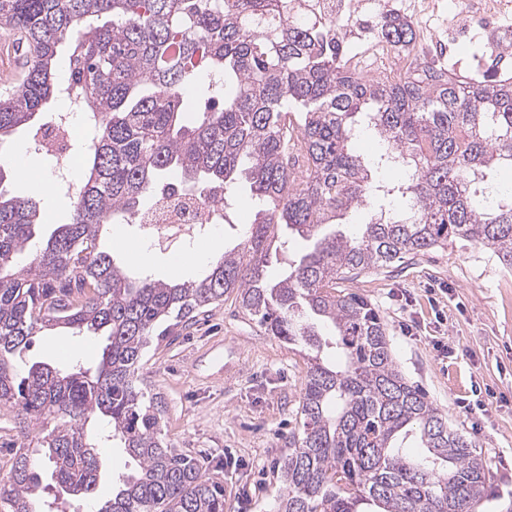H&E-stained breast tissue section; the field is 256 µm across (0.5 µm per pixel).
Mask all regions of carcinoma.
Here are the masks:
<instances>
[{
  "instance_id": "cac0c4a2",
  "label": "carcinoma",
  "mask_w": 512,
  "mask_h": 512,
  "mask_svg": "<svg viewBox=\"0 0 512 512\" xmlns=\"http://www.w3.org/2000/svg\"><path fill=\"white\" fill-rule=\"evenodd\" d=\"M373 28L405 58L398 72L367 75L339 29L296 0H0V33L34 58L0 95V144L56 93L62 43L100 117L70 221L26 269L17 259L40 212L4 189L0 164V412L14 411L19 441L0 512H39L37 451L63 493H94L97 445L115 439L134 467L98 512H224V484L165 441L163 400L138 369L154 332L230 298L307 358L278 512H477L485 460L398 370L378 311L336 284L456 239L512 270V185L481 186L512 168V81L488 76L500 64L489 57L479 80L428 64L399 13ZM188 93L204 104L189 108ZM365 129L381 142L369 162L353 149ZM380 167L399 177L377 179ZM174 177L200 197L222 191L224 207L245 178L254 218L202 277L132 281L101 228L118 213L137 220L142 198ZM358 209L368 219L344 231ZM280 227L311 246L272 277ZM55 328L106 336L98 366L37 361L21 374L36 333Z\"/></svg>"
}]
</instances>
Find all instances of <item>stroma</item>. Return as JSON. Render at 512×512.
<instances>
[{
	"mask_svg": "<svg viewBox=\"0 0 512 512\" xmlns=\"http://www.w3.org/2000/svg\"><path fill=\"white\" fill-rule=\"evenodd\" d=\"M425 24L446 42L458 40L486 54L512 48V10L489 29L471 27L448 0ZM218 244L232 247L246 231L253 209L250 189L238 181ZM41 205L42 224L19 264L28 267L57 225L68 223L72 197L55 191ZM117 263L137 272V225L116 216L102 232ZM349 291L379 311L394 361L419 385L449 423L470 439L488 464V496L480 512H512V270L478 245L455 240L407 263L362 274ZM106 344L98 335L46 330L23 361L64 366L75 359L95 366ZM306 362L269 335L235 301L212 305L190 328L152 340L139 374L164 399L163 432L169 444L190 450L209 476L224 482V512H277L286 491L274 468L297 430ZM94 496L62 500L50 465L39 469L42 500L59 512H97L112 496V481L130 467L123 449L99 448Z\"/></svg>",
	"mask_w": 512,
	"mask_h": 512,
	"instance_id": "stroma-1",
	"label": "stroma"
}]
</instances>
